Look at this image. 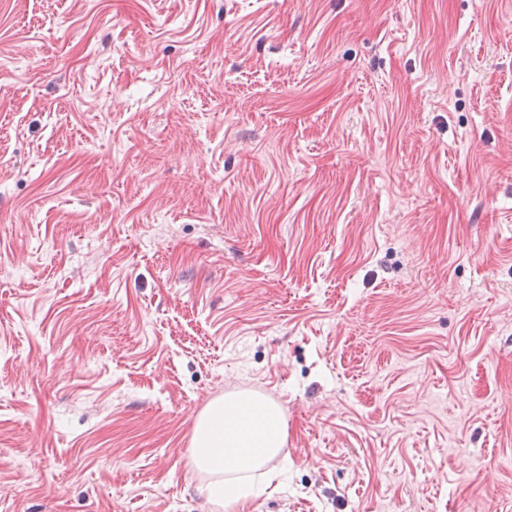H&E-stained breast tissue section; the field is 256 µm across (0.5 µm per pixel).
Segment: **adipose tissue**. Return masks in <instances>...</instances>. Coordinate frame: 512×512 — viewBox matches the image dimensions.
Here are the masks:
<instances>
[{
  "mask_svg": "<svg viewBox=\"0 0 512 512\" xmlns=\"http://www.w3.org/2000/svg\"><path fill=\"white\" fill-rule=\"evenodd\" d=\"M286 439L282 406L250 393L213 399L197 418L191 439L194 472L208 475L210 512H245L267 481Z\"/></svg>",
  "mask_w": 512,
  "mask_h": 512,
  "instance_id": "1",
  "label": "adipose tissue"
}]
</instances>
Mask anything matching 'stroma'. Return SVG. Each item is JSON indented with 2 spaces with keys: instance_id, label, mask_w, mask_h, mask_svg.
Returning <instances> with one entry per match:
<instances>
[{
  "instance_id": "obj_1",
  "label": "stroma",
  "mask_w": 512,
  "mask_h": 512,
  "mask_svg": "<svg viewBox=\"0 0 512 512\" xmlns=\"http://www.w3.org/2000/svg\"><path fill=\"white\" fill-rule=\"evenodd\" d=\"M512 512V0H0V512ZM286 439L282 406L272 398L229 393L197 418L191 439L193 471L208 475L210 512H246L271 473ZM214 489H217L215 492Z\"/></svg>"
}]
</instances>
